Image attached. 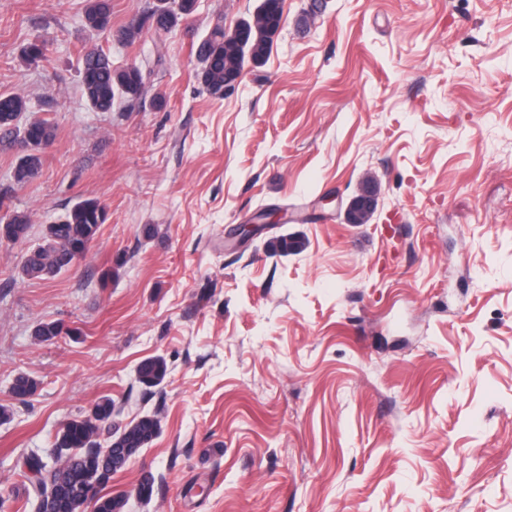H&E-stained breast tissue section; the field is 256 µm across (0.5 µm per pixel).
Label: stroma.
<instances>
[{"mask_svg":"<svg viewBox=\"0 0 512 512\" xmlns=\"http://www.w3.org/2000/svg\"><path fill=\"white\" fill-rule=\"evenodd\" d=\"M155 2L112 0L101 32L86 0H0V92L55 126L25 186L0 146V191L32 219L0 245V512L31 488L17 460L51 461L106 396L113 427L162 419L106 487L124 512H512V0H323L312 22L284 0L265 65L220 99L191 47L261 0H198L120 42ZM92 44L142 70L134 105L90 109ZM368 179L371 222L344 223ZM89 198L107 220L85 258L23 278L25 248ZM274 207L289 224L240 236ZM285 234L304 250L271 255ZM49 321L66 334L35 343ZM154 356L168 374L148 389ZM21 372L39 383L24 402ZM167 374V363L163 357L143 360L137 367L138 381L148 388L161 384Z\"/></svg>","mask_w":512,"mask_h":512,"instance_id":"1","label":"stroma"}]
</instances>
